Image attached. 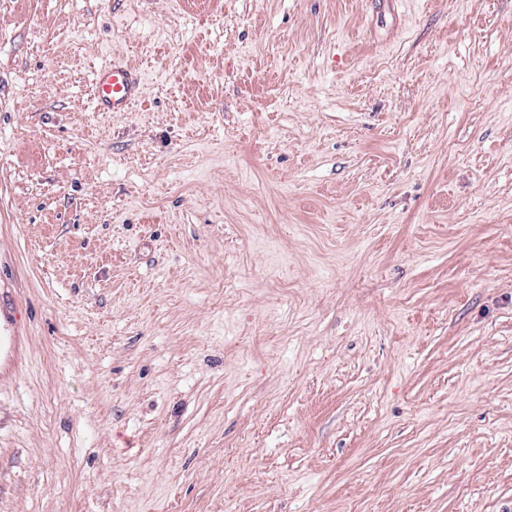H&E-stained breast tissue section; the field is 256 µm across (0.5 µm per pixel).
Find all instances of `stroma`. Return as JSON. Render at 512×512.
Here are the masks:
<instances>
[{
  "mask_svg": "<svg viewBox=\"0 0 512 512\" xmlns=\"http://www.w3.org/2000/svg\"><path fill=\"white\" fill-rule=\"evenodd\" d=\"M0 287V512H512V0H0ZM144 76L124 62L98 70L95 80V97L103 112H126L140 97L144 88ZM26 343L27 336L16 329L7 336H0V368L14 370L22 361Z\"/></svg>",
  "mask_w": 512,
  "mask_h": 512,
  "instance_id": "stroma-1",
  "label": "stroma"
}]
</instances>
